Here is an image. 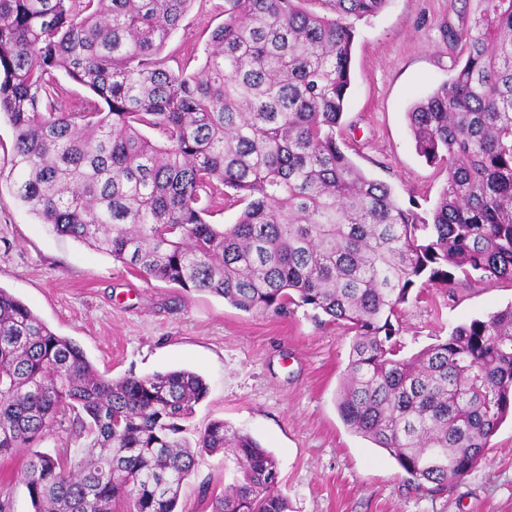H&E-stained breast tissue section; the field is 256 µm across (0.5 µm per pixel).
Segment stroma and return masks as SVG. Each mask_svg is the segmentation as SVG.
Masks as SVG:
<instances>
[{"instance_id": "1", "label": "stroma", "mask_w": 512, "mask_h": 512, "mask_svg": "<svg viewBox=\"0 0 512 512\" xmlns=\"http://www.w3.org/2000/svg\"><path fill=\"white\" fill-rule=\"evenodd\" d=\"M470 13L461 0H388L376 16L355 21L353 81L343 117L344 150L402 205L433 207L444 168L418 155L407 113L446 83L462 61ZM224 0L192 7L166 44L200 67ZM13 132L0 121V287L75 341L99 373L118 379L187 368L203 376L206 398L190 431L222 420L250 434L278 463L290 512H512V421H505L478 467L447 492L412 490L385 451L342 422L335 396L348 363L351 330L320 322L307 308L293 315L248 314L220 297L145 279L109 255L50 233L11 189ZM512 303V282L457 278L416 286L395 320L408 357L453 328ZM69 424L36 449L0 460V489L12 512H32L23 469L32 451L71 440ZM229 473L223 454L202 455L178 501L179 512H213ZM208 483V497L199 493Z\"/></svg>"}]
</instances>
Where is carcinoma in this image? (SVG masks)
<instances>
[{
    "label": "carcinoma",
    "mask_w": 512,
    "mask_h": 512,
    "mask_svg": "<svg viewBox=\"0 0 512 512\" xmlns=\"http://www.w3.org/2000/svg\"><path fill=\"white\" fill-rule=\"evenodd\" d=\"M196 2L0 0L16 199L149 280L248 314L309 307L343 324L346 427L417 488L465 480L512 416V306L402 359L392 319L423 280L512 282V0H471L464 63L407 112L418 153L447 171L429 212L399 204L339 143L349 19L388 0H224L190 71L163 51ZM57 74L92 96L58 107ZM226 199L244 204L236 222L208 223ZM207 393L189 369L100 375L0 287V458L63 416L86 437L26 462L33 512H175L201 453L233 463L216 512H288L276 459L252 436L222 420L185 436Z\"/></svg>",
    "instance_id": "obj_1"
}]
</instances>
